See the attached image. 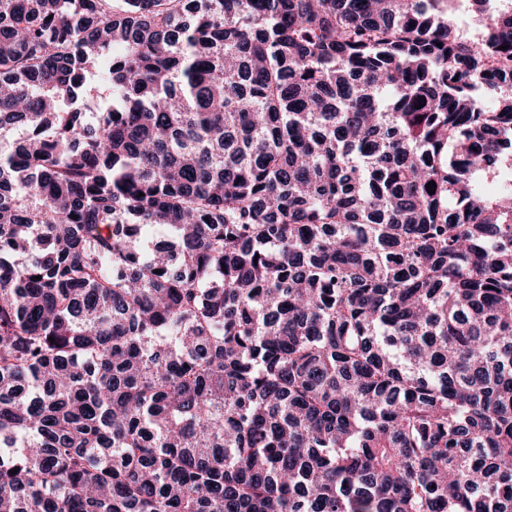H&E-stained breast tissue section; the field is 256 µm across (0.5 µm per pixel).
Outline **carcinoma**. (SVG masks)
Returning <instances> with one entry per match:
<instances>
[{"label":"carcinoma","instance_id":"cac0c4a2","mask_svg":"<svg viewBox=\"0 0 512 512\" xmlns=\"http://www.w3.org/2000/svg\"><path fill=\"white\" fill-rule=\"evenodd\" d=\"M456 2L0 0V512H512V0Z\"/></svg>","mask_w":512,"mask_h":512}]
</instances>
